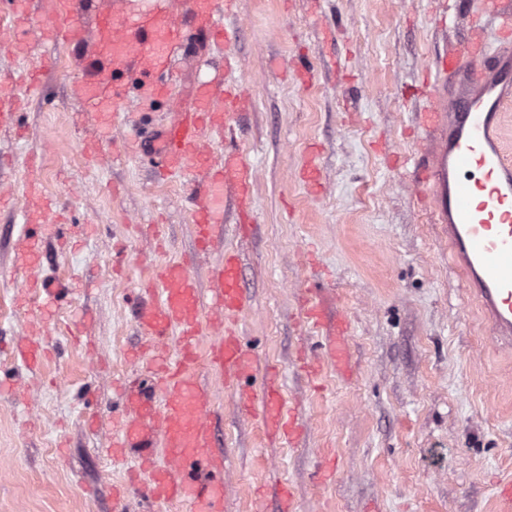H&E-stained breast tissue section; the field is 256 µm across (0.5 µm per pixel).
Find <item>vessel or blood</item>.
Returning <instances> with one entry per match:
<instances>
[{
    "instance_id": "obj_1",
    "label": "vessel or blood",
    "mask_w": 512,
    "mask_h": 512,
    "mask_svg": "<svg viewBox=\"0 0 512 512\" xmlns=\"http://www.w3.org/2000/svg\"><path fill=\"white\" fill-rule=\"evenodd\" d=\"M15 29H38L44 42H81L83 27L76 21L58 22L54 13L30 16L26 0H10ZM487 11L499 20L498 46L475 39L461 48L443 50L435 79L421 88L429 104L422 127L431 137L429 156L413 171V183L435 223L448 239V261L459 268L467 288L482 303L491 329L501 342L512 343V160L506 156L500 134L504 106L512 101V8L505 0H484ZM235 0H190V16L215 42L230 39L222 15L232 12ZM180 39L176 22L162 9L137 18L112 11L100 21L97 35L101 81L80 80L75 96L96 107L104 96L120 106V92L106 94L105 76L139 71L140 96L155 100L161 91L154 75L169 68V50ZM240 97L237 86L220 84L218 91L203 89L190 111L179 113L162 130L158 155L173 172L207 163L206 186L199 196L195 233L200 248H207L224 230V195L234 192L244 213H251L256 172L233 146L218 157H207L205 129H223ZM210 301L220 327L212 349L213 362L245 382L256 378L258 359L242 343L231 324L243 314L244 295L238 259L226 253L217 271ZM304 288L302 315L322 336L326 360L338 373L351 369L346 321H331L317 298ZM201 293L186 264L165 263L155 268L154 285L146 289L135 308V319L145 335L163 343L178 330L176 354L154 358L152 391L126 393L127 413L112 435L114 456H137L149 465L156 444L171 458L168 468L151 473L147 495L158 502H183L190 512H224V462L212 452L207 403L195 368L199 337ZM260 378V377H257ZM264 393L263 421L275 439L293 442L299 425L281 404L277 376L267 370L260 378Z\"/></svg>"
}]
</instances>
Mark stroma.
Here are the masks:
<instances>
[{
  "mask_svg": "<svg viewBox=\"0 0 512 512\" xmlns=\"http://www.w3.org/2000/svg\"><path fill=\"white\" fill-rule=\"evenodd\" d=\"M102 6L69 0L68 18L87 27L78 45L31 33L23 58L0 39V77L33 71L39 86L19 124L0 127V383L11 388L0 393V512H116L112 486L126 466L110 446L115 382L152 383L137 361L131 297L152 263L182 260L195 244L194 177L159 178L153 144L198 86L225 74L228 53L245 91L228 132L257 172L256 221L239 229L228 201L226 234L190 273L208 288L225 250L238 252L236 328L261 365L276 367L302 436L288 445L267 435L260 389L250 410L239 407L235 384L210 361L215 330L203 308L196 369L224 458V512H252L257 493L278 512L281 484L297 512H512L496 495L512 481V352L492 343L411 182L427 102L407 90L470 23L496 40L482 0L446 30L436 23L444 0H238L224 19L227 49L186 28L152 105L140 104L135 75L124 77L125 114L104 138L70 94L96 65ZM301 55L314 69L307 82L294 74ZM312 153L316 190L300 175ZM34 174L65 222L38 264L69 288L63 303L20 288ZM319 280L350 324L353 371L327 365L311 380L298 360L320 357L321 337L302 320L299 292ZM19 336L43 344L38 367L14 356Z\"/></svg>",
  "mask_w": 512,
  "mask_h": 512,
  "instance_id": "35a3bbf8",
  "label": "stroma"
}]
</instances>
